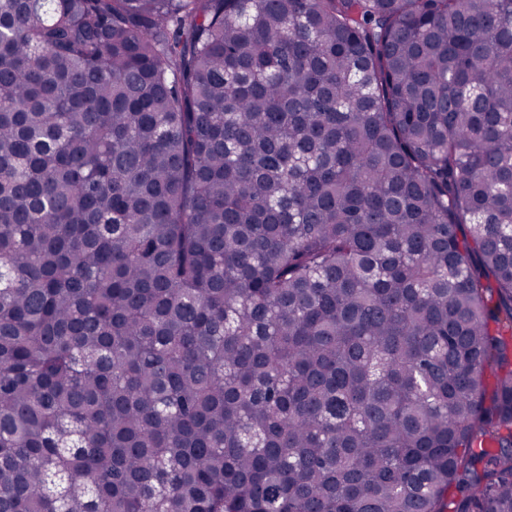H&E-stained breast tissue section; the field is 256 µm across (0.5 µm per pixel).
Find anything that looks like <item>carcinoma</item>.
<instances>
[{"mask_svg":"<svg viewBox=\"0 0 512 512\" xmlns=\"http://www.w3.org/2000/svg\"><path fill=\"white\" fill-rule=\"evenodd\" d=\"M0 512H512V0H0Z\"/></svg>","mask_w":512,"mask_h":512,"instance_id":"1","label":"carcinoma"}]
</instances>
